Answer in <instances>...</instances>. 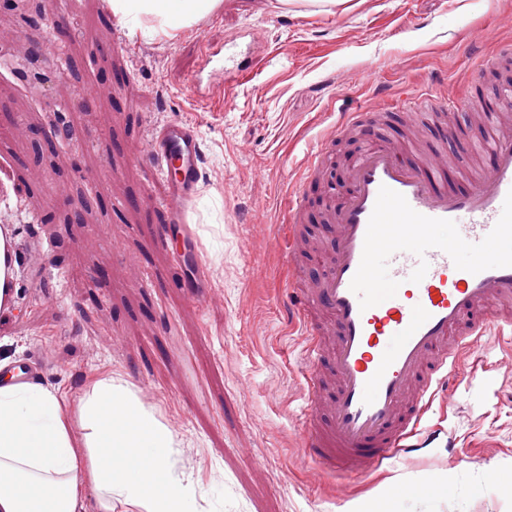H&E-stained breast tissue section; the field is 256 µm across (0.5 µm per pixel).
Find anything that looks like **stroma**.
Here are the masks:
<instances>
[{"instance_id": "35a3bbf8", "label": "stroma", "mask_w": 512, "mask_h": 512, "mask_svg": "<svg viewBox=\"0 0 512 512\" xmlns=\"http://www.w3.org/2000/svg\"><path fill=\"white\" fill-rule=\"evenodd\" d=\"M51 0L0 8V165L19 195H0V225L15 227L16 296L0 338L37 377L76 400L90 379L127 382L169 426L177 470L190 473L205 512H512V331L491 330L461 384L436 402L440 436L427 448L366 477L312 481L300 433L306 406L300 363L305 338L287 322L286 260L275 224L307 148L340 113L370 110L422 91L458 98L470 78L497 103L512 94V63L490 42L512 43V0H346L334 12L279 0H220L177 37H149L103 14L102 0H67L59 31ZM234 39L238 59L265 57L234 89L189 91L203 46ZM94 87V100L85 90ZM76 133L56 127L76 108ZM454 136L435 130L452 182L489 169L469 150L485 115L447 113ZM173 119L197 125L204 161L191 214L197 288L185 276L181 241L156 251L167 190L131 161L152 129ZM358 136L337 139L309 190L315 224L347 180ZM44 251V265L30 256ZM119 341L106 343L110 333ZM448 483L416 496L425 478Z\"/></svg>"}]
</instances>
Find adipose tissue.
<instances>
[{"mask_svg":"<svg viewBox=\"0 0 512 512\" xmlns=\"http://www.w3.org/2000/svg\"><path fill=\"white\" fill-rule=\"evenodd\" d=\"M219 0H110L113 15L169 38ZM172 432L128 387L97 377L70 404L40 379L0 383V512H115L136 485L138 512H199L192 483L175 476Z\"/></svg>","mask_w":512,"mask_h":512,"instance_id":"adipose-tissue-1","label":"adipose tissue"}]
</instances>
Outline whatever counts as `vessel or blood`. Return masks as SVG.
<instances>
[{
	"instance_id": "obj_1",
	"label": "vessel or blood",
	"mask_w": 512,
	"mask_h": 512,
	"mask_svg": "<svg viewBox=\"0 0 512 512\" xmlns=\"http://www.w3.org/2000/svg\"><path fill=\"white\" fill-rule=\"evenodd\" d=\"M203 67L193 90L247 82L263 66ZM368 112L341 113L338 132L363 134L347 185L303 235L306 187L336 149L328 135L307 158L274 240L299 297L288 314L307 341L305 454L320 469L357 477L427 445L422 423L461 361L492 327H512V124L478 126L492 157L465 186H449L447 161L409 160L407 144L369 131ZM135 156L168 181L155 248L191 236L202 163L197 129L173 120Z\"/></svg>"
}]
</instances>
